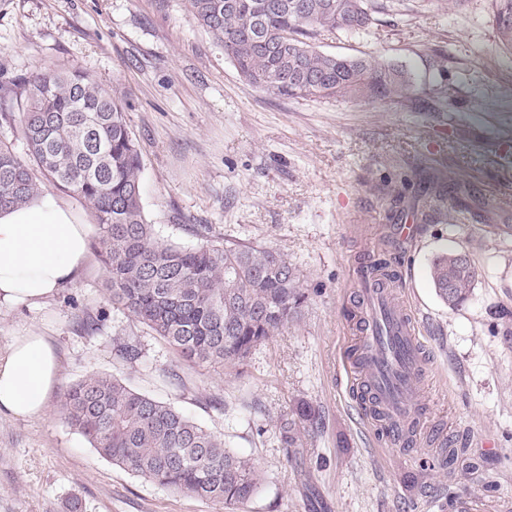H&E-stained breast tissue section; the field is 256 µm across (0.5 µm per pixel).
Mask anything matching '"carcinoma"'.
Instances as JSON below:
<instances>
[{
    "label": "carcinoma",
    "instance_id": "obj_1",
    "mask_svg": "<svg viewBox=\"0 0 512 512\" xmlns=\"http://www.w3.org/2000/svg\"><path fill=\"white\" fill-rule=\"evenodd\" d=\"M501 44L512 51V0H492ZM244 85L313 100L407 97L404 70L336 56L310 40L368 29L376 0H188ZM26 156L0 143V210L51 186L79 197L98 232L93 247L112 307L146 326L182 359L242 366L252 350L301 314L298 269L273 250L227 243L188 248L155 237L141 200V154L119 99L85 73L36 71L22 79ZM476 269L443 254L431 266L451 309L469 299ZM60 413L100 457L137 477L227 507L245 506L262 477L181 410L123 379L92 374L64 392Z\"/></svg>",
    "mask_w": 512,
    "mask_h": 512
}]
</instances>
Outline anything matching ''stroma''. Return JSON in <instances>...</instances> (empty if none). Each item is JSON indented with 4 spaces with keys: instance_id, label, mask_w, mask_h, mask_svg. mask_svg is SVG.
<instances>
[{
    "instance_id": "35a3bbf8",
    "label": "stroma",
    "mask_w": 512,
    "mask_h": 512,
    "mask_svg": "<svg viewBox=\"0 0 512 512\" xmlns=\"http://www.w3.org/2000/svg\"><path fill=\"white\" fill-rule=\"evenodd\" d=\"M382 2L368 31L313 41L407 71V98L367 102L247 88L186 0H0L1 142L27 152L7 118L27 104L15 79L90 74L125 106L157 238L275 250L308 296L241 368L184 361L113 309L93 253L39 304L1 305L0 350L25 331L48 336L60 381L42 416L0 415V512H65L73 494L83 512H219L112 466L63 422L66 388L97 373L175 405L251 458L263 481L242 512H438L464 493L512 512V165L499 157L501 135H512V52L492 0ZM416 213L418 236L394 240L392 225ZM382 246L394 258L392 294L429 355L417 402L425 425L410 450L381 447L345 364L360 334L355 269ZM453 252L477 269L455 310L429 276L433 258ZM119 338L138 343L137 361L118 355ZM300 402L315 420L290 447L282 425ZM435 431L463 444V462L448 463Z\"/></svg>"
}]
</instances>
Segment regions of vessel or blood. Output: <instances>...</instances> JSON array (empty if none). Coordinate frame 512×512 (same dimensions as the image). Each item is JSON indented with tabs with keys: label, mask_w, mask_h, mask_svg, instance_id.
Listing matches in <instances>:
<instances>
[{
	"label": "vessel or blood",
	"mask_w": 512,
	"mask_h": 512,
	"mask_svg": "<svg viewBox=\"0 0 512 512\" xmlns=\"http://www.w3.org/2000/svg\"><path fill=\"white\" fill-rule=\"evenodd\" d=\"M384 280L376 272L360 287L362 356L351 378L367 422L380 427L386 445L402 448L413 439V382L425 355L412 314L391 302Z\"/></svg>",
	"instance_id": "1"
}]
</instances>
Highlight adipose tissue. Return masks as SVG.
Masks as SVG:
<instances>
[{"mask_svg": "<svg viewBox=\"0 0 512 512\" xmlns=\"http://www.w3.org/2000/svg\"><path fill=\"white\" fill-rule=\"evenodd\" d=\"M92 235L91 225L49 194L0 211V304L34 305L51 296L83 266ZM58 374L48 337L34 331L14 337L0 353V413L43 415Z\"/></svg>", "mask_w": 512, "mask_h": 512, "instance_id": "ef3b65f1", "label": "adipose tissue"}]
</instances>
